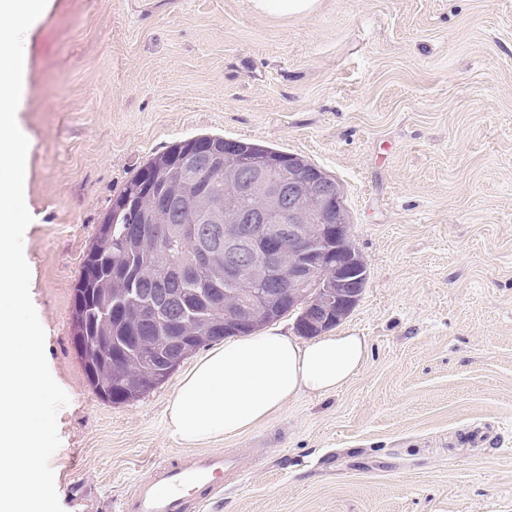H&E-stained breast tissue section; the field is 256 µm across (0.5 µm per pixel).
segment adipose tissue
Listing matches in <instances>:
<instances>
[{
  "label": "adipose tissue",
  "instance_id": "obj_1",
  "mask_svg": "<svg viewBox=\"0 0 512 512\" xmlns=\"http://www.w3.org/2000/svg\"><path fill=\"white\" fill-rule=\"evenodd\" d=\"M367 358L366 339L347 331L307 343L275 329L225 341L183 378L166 431L188 447L236 437L299 395L342 389Z\"/></svg>",
  "mask_w": 512,
  "mask_h": 512
}]
</instances>
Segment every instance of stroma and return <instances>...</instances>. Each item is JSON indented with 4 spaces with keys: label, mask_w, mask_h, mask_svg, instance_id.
<instances>
[{
    "label": "stroma",
    "mask_w": 512,
    "mask_h": 512,
    "mask_svg": "<svg viewBox=\"0 0 512 512\" xmlns=\"http://www.w3.org/2000/svg\"><path fill=\"white\" fill-rule=\"evenodd\" d=\"M31 30L24 246L53 378L64 512H111L152 464L193 366L139 400L90 387L73 288L112 198L201 135L293 153L341 186L367 284L339 330L368 342L343 389L214 449L202 512H512V0H48ZM254 13L262 16H307L314 13L318 0H249Z\"/></svg>",
    "instance_id": "1"
}]
</instances>
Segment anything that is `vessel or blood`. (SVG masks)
<instances>
[{
    "label": "vessel or blood",
    "instance_id": "obj_1",
    "mask_svg": "<svg viewBox=\"0 0 512 512\" xmlns=\"http://www.w3.org/2000/svg\"><path fill=\"white\" fill-rule=\"evenodd\" d=\"M227 470L223 452L190 453L157 463L139 481L117 512H201L223 488Z\"/></svg>",
    "mask_w": 512,
    "mask_h": 512
}]
</instances>
